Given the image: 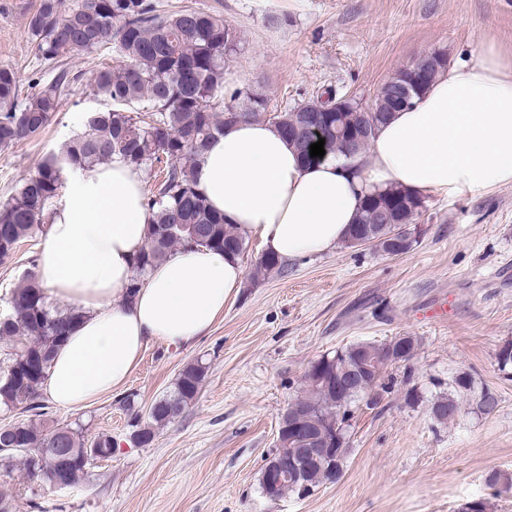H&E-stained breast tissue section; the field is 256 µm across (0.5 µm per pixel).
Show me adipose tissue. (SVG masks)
Masks as SVG:
<instances>
[{"label": "adipose tissue", "mask_w": 512, "mask_h": 512, "mask_svg": "<svg viewBox=\"0 0 512 512\" xmlns=\"http://www.w3.org/2000/svg\"><path fill=\"white\" fill-rule=\"evenodd\" d=\"M195 179L225 223L266 252L286 261L330 252L372 191L462 197L512 185V66L492 46L451 64L363 157L306 166L273 125L241 120L211 141ZM148 222L142 171L116 159L70 178L38 257L47 295L84 313L43 387L61 408L119 390L148 343L195 344L239 294L240 259L195 246L129 293Z\"/></svg>", "instance_id": "adipose-tissue-1"}]
</instances>
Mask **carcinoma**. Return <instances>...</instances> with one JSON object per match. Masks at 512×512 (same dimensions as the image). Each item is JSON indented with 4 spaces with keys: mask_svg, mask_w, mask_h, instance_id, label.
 I'll return each mask as SVG.
<instances>
[{
    "mask_svg": "<svg viewBox=\"0 0 512 512\" xmlns=\"http://www.w3.org/2000/svg\"><path fill=\"white\" fill-rule=\"evenodd\" d=\"M27 25L38 61L56 73L50 83L25 94L16 71L0 66V148L33 137L46 127L50 114L57 111L77 79L65 66L66 60L113 53L120 64L102 62L93 77L94 95L112 102V108L90 114L82 131L45 154L35 172L0 203V262L10 258L20 244L44 232L66 172L110 164L115 159L141 170L156 162L163 168L147 195L151 219L145 246L134 260L132 288L139 287L154 264L186 245L235 256L244 253L245 239L233 225L224 223V215L211 209L194 178L207 144L224 133V128L242 118H253L267 121L283 133L308 112L316 116L321 136L295 145L303 163L320 161L310 157V145L321 137L325 138L327 156L361 155L377 128L393 113L406 109L399 101L398 89L408 84L410 76L428 73L424 81L411 85V97L415 98L448 67L447 57L441 53L430 63L418 60L399 68L381 88L372 105L370 134L358 144V119L352 111H336L333 103L341 95L333 88L325 89L329 101L318 97L305 102L304 113L291 108L271 112L262 95L248 90H237L224 102V67L236 53L239 39L233 28L211 12L188 6L163 12L152 0H39ZM426 208L422 195L393 188L374 192L367 196L345 245L353 246L354 238L366 231L384 254H394V246L406 254L417 243L406 227L416 223ZM287 273V264L265 253L250 278L256 281ZM9 304L10 312L0 315V340L14 339L16 345L4 354L0 406L20 405L28 418L14 422L9 438L0 436V471L21 463L33 479L49 486L59 475L65 487L72 488L99 463L112 459L114 447L107 433L90 440L80 427L50 426L45 419L48 406L42 387L53 354L83 317L82 310L51 306L34 267L24 273ZM417 347L414 337L396 336L382 343H353L311 363L294 402L280 416L277 442L294 460L302 457V448L328 447L331 454L325 465L292 479L276 491L277 496L297 493L302 485L308 492L336 480L359 403L376 404L392 383L385 361L393 363L402 355L408 363ZM366 361L369 365L362 384L345 394V409H340L336 371ZM206 372L207 367L199 361L184 366L175 389L155 400L145 417L131 396L122 398L120 405L132 421L131 442L150 444L158 428L179 417L197 399ZM451 386L452 390L438 396L430 407L433 418L442 423L457 414L456 395L472 391L473 381L459 375ZM46 448H68L70 453L62 459L44 452Z\"/></svg>",
    "mask_w": 512,
    "mask_h": 512,
    "instance_id": "1",
    "label": "carcinoma"
}]
</instances>
